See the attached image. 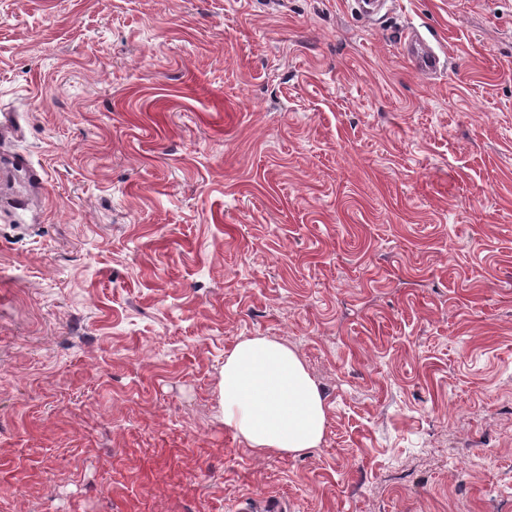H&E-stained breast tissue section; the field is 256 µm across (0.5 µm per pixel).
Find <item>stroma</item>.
I'll list each match as a JSON object with an SVG mask.
<instances>
[{"label": "stroma", "instance_id": "stroma-1", "mask_svg": "<svg viewBox=\"0 0 512 512\" xmlns=\"http://www.w3.org/2000/svg\"><path fill=\"white\" fill-rule=\"evenodd\" d=\"M2 112L0 512H512V0H0ZM255 336L305 455L219 417ZM404 57H406L415 70L435 75L444 68L445 62L436 48L417 31H411L404 40ZM224 425L259 452L302 455L326 426L324 397L296 353L265 337L238 341L219 384Z\"/></svg>", "mask_w": 512, "mask_h": 512}]
</instances>
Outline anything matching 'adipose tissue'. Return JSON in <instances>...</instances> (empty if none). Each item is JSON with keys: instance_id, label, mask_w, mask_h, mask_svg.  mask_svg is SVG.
I'll list each match as a JSON object with an SVG mask.
<instances>
[{"instance_id": "adipose-tissue-1", "label": "adipose tissue", "mask_w": 512, "mask_h": 512, "mask_svg": "<svg viewBox=\"0 0 512 512\" xmlns=\"http://www.w3.org/2000/svg\"><path fill=\"white\" fill-rule=\"evenodd\" d=\"M221 419L260 453L302 455L326 426L324 397L296 353L265 337L238 341L224 361Z\"/></svg>"}]
</instances>
